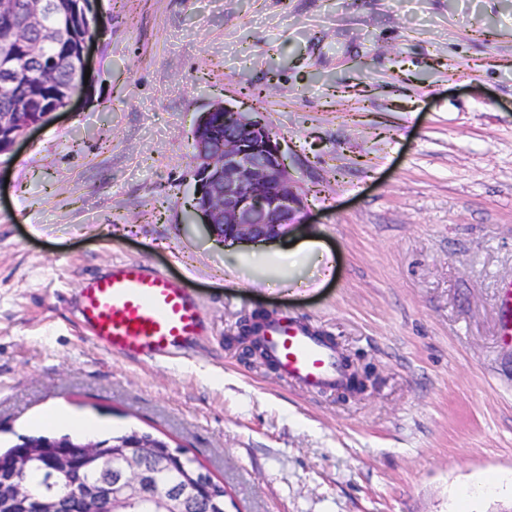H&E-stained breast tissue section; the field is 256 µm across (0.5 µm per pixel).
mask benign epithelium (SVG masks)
<instances>
[{"label": "benign epithelium", "instance_id": "benign-epithelium-1", "mask_svg": "<svg viewBox=\"0 0 512 512\" xmlns=\"http://www.w3.org/2000/svg\"><path fill=\"white\" fill-rule=\"evenodd\" d=\"M55 9L53 0H0V14L22 13L20 26L13 36L0 40V68L6 69L14 60L15 45L33 30L40 31L43 41L54 35L47 17ZM72 101L49 106L38 112H1L0 133H7L5 152H11L31 130L46 123L54 112L67 110ZM224 112V136L216 134L213 113H201L192 131L197 145L193 158L194 191L191 209L216 240L268 241L288 233V226L303 222L306 194L300 192L292 175L288 157L281 143L264 118L228 105L215 103L212 108ZM230 227L232 232L224 234ZM26 451L15 454L7 468L13 477L0 482V510L4 512H44L53 497L35 498L21 478L28 457L36 448H52L51 440L22 438ZM99 442L90 437L68 438L65 449L56 455L50 480H65V499L93 505L108 502L117 512L141 509L143 512H190L197 498L194 483L184 480L170 485L164 492L157 489L156 474L150 466L160 445L142 440L133 451L123 456L117 469L103 458L97 468L99 477L86 475Z\"/></svg>", "mask_w": 512, "mask_h": 512}]
</instances>
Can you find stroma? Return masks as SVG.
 Here are the masks:
<instances>
[{"instance_id":"35a3bbf8","label":"stroma","mask_w":512,"mask_h":512,"mask_svg":"<svg viewBox=\"0 0 512 512\" xmlns=\"http://www.w3.org/2000/svg\"><path fill=\"white\" fill-rule=\"evenodd\" d=\"M88 86L0 156V447L52 410L146 430L225 512H512V0H101ZM259 109L304 223L228 250L188 222L191 132ZM139 261L190 288L204 332L105 352L82 288ZM356 365L313 396L232 344L256 311ZM489 474L490 495L454 498Z\"/></svg>"}]
</instances>
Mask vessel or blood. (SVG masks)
<instances>
[{
	"label": "vessel or blood",
	"instance_id": "vessel-or-blood-1",
	"mask_svg": "<svg viewBox=\"0 0 512 512\" xmlns=\"http://www.w3.org/2000/svg\"><path fill=\"white\" fill-rule=\"evenodd\" d=\"M79 313L101 348L129 359H156L186 347L204 326L201 304L189 289L138 262L113 265L110 274L89 283ZM264 336L288 381L313 392L341 387L335 348L302 324L273 319Z\"/></svg>",
	"mask_w": 512,
	"mask_h": 512
}]
</instances>
